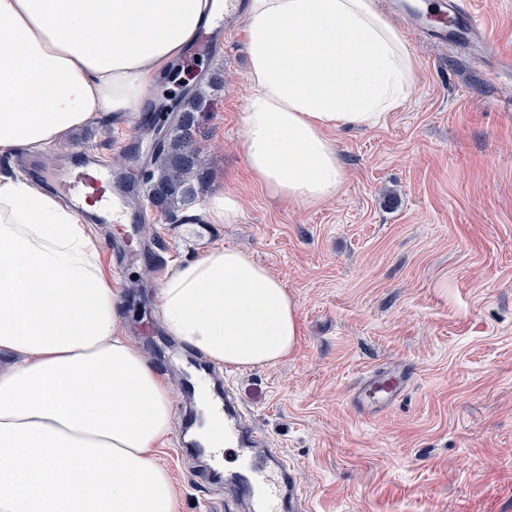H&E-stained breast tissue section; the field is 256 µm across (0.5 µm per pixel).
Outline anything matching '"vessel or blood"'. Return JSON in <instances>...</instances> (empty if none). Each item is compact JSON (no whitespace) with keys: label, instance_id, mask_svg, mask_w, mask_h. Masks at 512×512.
<instances>
[{"label":"vessel or blood","instance_id":"vessel-or-blood-1","mask_svg":"<svg viewBox=\"0 0 512 512\" xmlns=\"http://www.w3.org/2000/svg\"><path fill=\"white\" fill-rule=\"evenodd\" d=\"M422 32L445 49L453 50L459 42H466L475 64L495 58L496 66L488 70V77L512 73V53L498 52L495 39L473 0H447L446 7L431 15ZM83 160L98 167L99 176L92 180L74 174L70 160L61 159L59 166L65 177L58 187L65 198L79 202L95 197L101 211L100 223L123 225L127 239L140 238L148 219V209L140 200L145 168L110 167L94 153L84 154ZM408 381L406 369H383L360 383L354 400L371 410L389 408L401 398ZM234 404L229 394L221 403L223 448L235 449L237 461L235 470L224 478L225 500L245 505L248 512H308L307 499L295 469L282 458L278 449L269 446L266 436L246 423ZM223 448L210 449L213 464L221 463Z\"/></svg>","mask_w":512,"mask_h":512}]
</instances>
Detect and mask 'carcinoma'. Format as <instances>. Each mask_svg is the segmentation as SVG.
Listing matches in <instances>:
<instances>
[{
    "instance_id": "obj_1",
    "label": "carcinoma",
    "mask_w": 512,
    "mask_h": 512,
    "mask_svg": "<svg viewBox=\"0 0 512 512\" xmlns=\"http://www.w3.org/2000/svg\"><path fill=\"white\" fill-rule=\"evenodd\" d=\"M218 80L214 76L202 82L181 102L160 145L146 196L151 206L165 215L193 207L202 191L205 156L196 144V115L207 104V89Z\"/></svg>"
}]
</instances>
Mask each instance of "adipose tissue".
<instances>
[{
    "label": "adipose tissue",
    "instance_id": "ef3b65f1",
    "mask_svg": "<svg viewBox=\"0 0 512 512\" xmlns=\"http://www.w3.org/2000/svg\"><path fill=\"white\" fill-rule=\"evenodd\" d=\"M246 161L274 197L335 198L328 134L377 126L414 58L376 0H245ZM214 16V0H0V156L45 153L98 114L137 111ZM91 204L0 173V512H176L156 454L168 388L118 326ZM170 336L215 365L271 367L299 304L267 267L219 246L158 290Z\"/></svg>",
    "mask_w": 512,
    "mask_h": 512
}]
</instances>
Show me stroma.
Segmentation results:
<instances>
[{
	"label": "stroma",
	"instance_id": "obj_1",
	"mask_svg": "<svg viewBox=\"0 0 512 512\" xmlns=\"http://www.w3.org/2000/svg\"><path fill=\"white\" fill-rule=\"evenodd\" d=\"M476 7L512 52V0ZM399 27L415 58L408 96L373 128L332 133L346 180L317 207L271 197L248 170L242 30L220 35L217 57L192 47L179 60L185 87L223 75L196 140L208 159L204 195L235 196L241 215L212 225L206 240L185 212L154 218L142 243L159 266L130 255L118 282L120 325L170 392L158 461L178 512H225L209 499L224 486L206 479L204 457L179 446L196 411L186 380L203 356L169 338L157 290L177 263L221 245L246 250L299 303L290 357L214 373L211 384L229 385L296 467L310 512H512V76L488 81L466 51ZM171 90L160 82L148 91L143 126L103 114L44 165L75 148L109 160L126 142L153 152L174 118L153 106ZM389 366L412 373L403 397L359 409L360 379Z\"/></svg>",
	"mask_w": 512,
	"mask_h": 512
}]
</instances>
